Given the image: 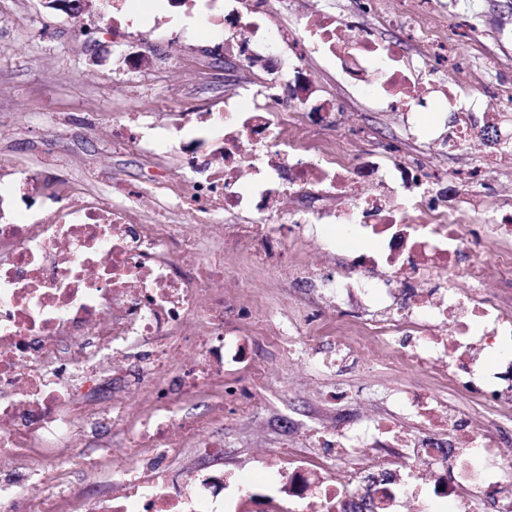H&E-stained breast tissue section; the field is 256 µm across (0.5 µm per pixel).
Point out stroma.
<instances>
[{
  "instance_id": "obj_1",
  "label": "stroma",
  "mask_w": 512,
  "mask_h": 512,
  "mask_svg": "<svg viewBox=\"0 0 512 512\" xmlns=\"http://www.w3.org/2000/svg\"><path fill=\"white\" fill-rule=\"evenodd\" d=\"M436 2L448 16L442 38L450 51L465 58L467 66L445 68L436 82L427 83L426 104L410 117L380 111L362 89L324 63H310L318 83L342 101L336 136L353 149L366 152L397 145L434 155L442 132L436 103L445 89L495 83L512 67V40L497 35L501 23H512V0ZM63 16V11L46 8L43 0H0V113H8L13 121L12 128L0 134V165L11 166L17 177L34 181L36 188L28 195L32 201H40L44 191L61 183L82 178L81 164L86 160L97 161L131 183L151 164L147 151L116 149L106 136L90 133L81 119L84 112H127L147 126L177 122L192 127L205 112L223 107L226 84L247 77L228 50L208 57V77L203 81L192 80L187 67L166 65L169 46L162 29L169 21L159 17L145 19L140 27L139 39L150 52L151 65L158 68L155 78H144L121 70L111 29L101 28L86 39ZM46 103L52 111L70 114L65 131H57L43 115ZM475 120L484 123L486 139L442 159L447 174L485 167L501 135L512 132V110L479 113ZM462 192L482 203L512 196V163L487 169L481 184L463 186ZM384 356L380 343L365 340L359 346V368L329 374L296 356L265 353L268 376L279 393L260 397L250 414L225 421L224 472L234 473L247 465L255 451V423L263 424L267 447L277 449L288 443L304 448L309 435L321 426L359 418L362 410L379 418L392 415L393 394L414 385L418 375L386 365ZM335 384L362 395L363 404L342 409L325 406L323 394Z\"/></svg>"
}]
</instances>
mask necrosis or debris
Returning <instances> with one entry per match:
<instances>
[{
  "mask_svg": "<svg viewBox=\"0 0 512 512\" xmlns=\"http://www.w3.org/2000/svg\"><path fill=\"white\" fill-rule=\"evenodd\" d=\"M97 2L84 34L111 26L124 69L146 70L125 0ZM187 4L243 67L273 57L275 0H168ZM389 22L424 46L441 30L416 0H400ZM297 38L291 69L226 88L223 108L192 130L147 133L122 114L103 126L89 113L114 147L148 145L155 163L139 182L111 179V195L92 201L66 190L31 210L0 181V512H512V450L492 425L512 417V298L486 292L491 274L512 279V197L478 206L433 161L347 152L337 104L308 75L316 57L352 83L377 74L372 96L400 111L423 105L419 77L439 73L442 57L413 65L401 44L321 13ZM443 105L448 156L481 141L474 109L511 108L512 89L449 93ZM173 153L186 171L178 181L163 165ZM313 191L325 197L316 211L281 205ZM189 222L206 237L188 236ZM476 223L492 228L494 269L477 256ZM368 239L377 249H364ZM301 240L320 262H289ZM259 277L308 283L315 312H285L281 293L250 304ZM348 307L357 317L338 354L318 358L327 322ZM366 338L471 407L401 389L395 416L320 430L316 456L260 448L272 475L259 495L243 473L158 480L181 448L221 456L216 430L272 392L249 343L332 371L358 365ZM76 472L105 480L91 493L72 484Z\"/></svg>",
  "mask_w": 512,
  "mask_h": 512,
  "instance_id": "necrosis-or-debris-1",
  "label": "necrosis or debris"
}]
</instances>
